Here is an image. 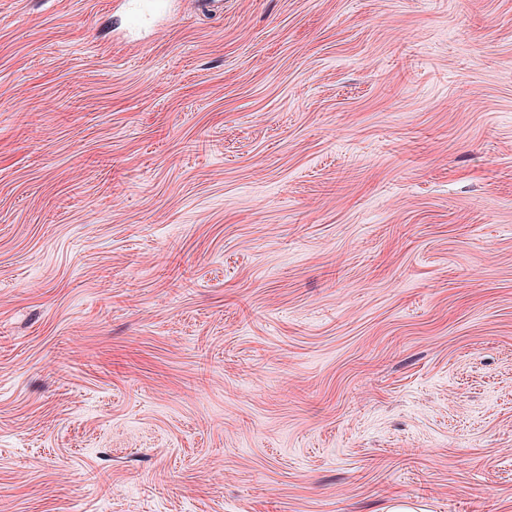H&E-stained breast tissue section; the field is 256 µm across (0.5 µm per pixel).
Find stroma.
<instances>
[{
    "label": "stroma",
    "instance_id": "obj_1",
    "mask_svg": "<svg viewBox=\"0 0 512 512\" xmlns=\"http://www.w3.org/2000/svg\"><path fill=\"white\" fill-rule=\"evenodd\" d=\"M512 512V0H0V512Z\"/></svg>",
    "mask_w": 512,
    "mask_h": 512
}]
</instances>
